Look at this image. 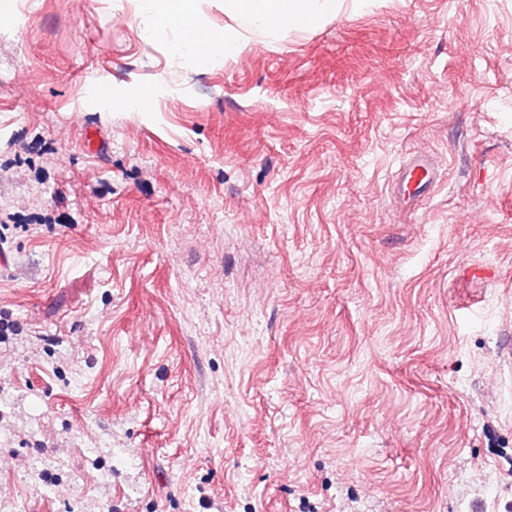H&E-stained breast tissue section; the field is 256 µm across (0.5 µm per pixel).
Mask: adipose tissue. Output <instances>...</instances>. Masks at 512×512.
<instances>
[{
  "mask_svg": "<svg viewBox=\"0 0 512 512\" xmlns=\"http://www.w3.org/2000/svg\"><path fill=\"white\" fill-rule=\"evenodd\" d=\"M196 0H142L143 18L155 21L156 32L169 26L187 29L186 39L177 49L195 55L207 65H220L236 55L244 43L242 34L227 30L214 32L197 29L193 12ZM227 12L255 28H304L323 16L341 15L347 0H225Z\"/></svg>",
  "mask_w": 512,
  "mask_h": 512,
  "instance_id": "ef3b65f1",
  "label": "adipose tissue"
}]
</instances>
